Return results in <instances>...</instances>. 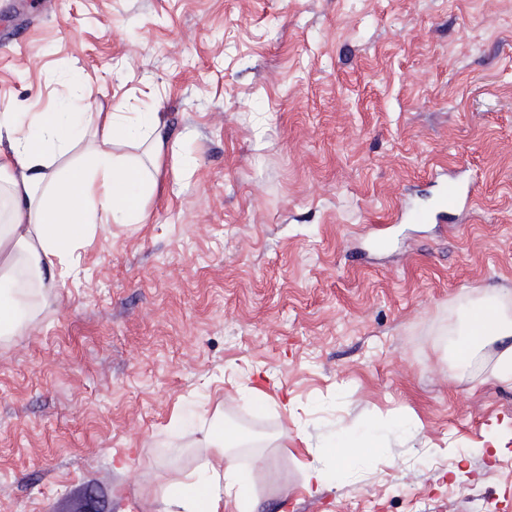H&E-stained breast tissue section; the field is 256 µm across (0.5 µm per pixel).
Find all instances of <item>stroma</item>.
<instances>
[{
	"label": "stroma",
	"instance_id": "stroma-1",
	"mask_svg": "<svg viewBox=\"0 0 512 512\" xmlns=\"http://www.w3.org/2000/svg\"><path fill=\"white\" fill-rule=\"evenodd\" d=\"M79 83L176 150L0 339V512H162L217 416L259 512L512 510L494 350L448 378L463 306L512 294V0H0V113ZM458 175L472 208L412 221ZM344 428L379 459L309 494Z\"/></svg>",
	"mask_w": 512,
	"mask_h": 512
}]
</instances>
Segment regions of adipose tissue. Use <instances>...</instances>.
I'll return each mask as SVG.
<instances>
[{
	"instance_id": "adipose-tissue-1",
	"label": "adipose tissue",
	"mask_w": 512,
	"mask_h": 512,
	"mask_svg": "<svg viewBox=\"0 0 512 512\" xmlns=\"http://www.w3.org/2000/svg\"><path fill=\"white\" fill-rule=\"evenodd\" d=\"M169 134L161 113L129 117L123 112L0 113V284L12 285L0 305V335L18 332L35 293L57 277L78 273L79 251L99 227L144 224L146 202L157 186ZM85 161L70 159L76 145ZM453 330L448 357L451 378L469 373L474 360L498 345L493 376L512 386V312L505 296L490 288L469 301ZM242 442L232 425L211 426L201 443L200 464L180 471L162 490L165 512H255L251 475L236 460ZM373 438H340L321 454L340 468L380 455Z\"/></svg>"
}]
</instances>
